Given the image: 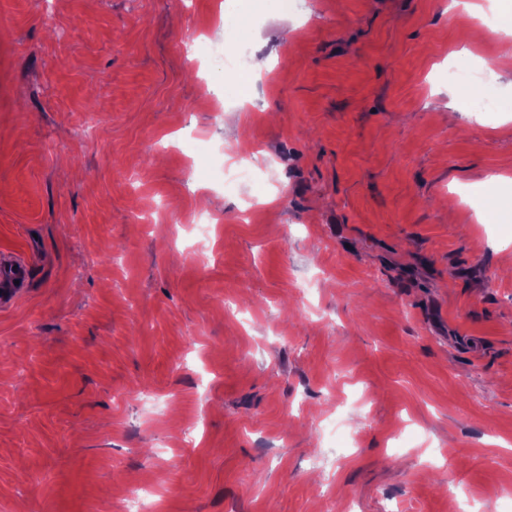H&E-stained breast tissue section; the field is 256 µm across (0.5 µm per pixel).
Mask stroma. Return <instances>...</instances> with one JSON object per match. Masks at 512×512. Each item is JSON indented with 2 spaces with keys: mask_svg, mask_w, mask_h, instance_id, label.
<instances>
[{
  "mask_svg": "<svg viewBox=\"0 0 512 512\" xmlns=\"http://www.w3.org/2000/svg\"><path fill=\"white\" fill-rule=\"evenodd\" d=\"M240 4L0 0V252L32 266L0 308V512H127L142 484L151 512H492L512 25L474 45L454 0H252L250 27ZM237 24L242 91L178 47ZM481 59L486 112L448 80ZM240 140L261 194L224 183Z\"/></svg>",
  "mask_w": 512,
  "mask_h": 512,
  "instance_id": "obj_1",
  "label": "stroma"
}]
</instances>
